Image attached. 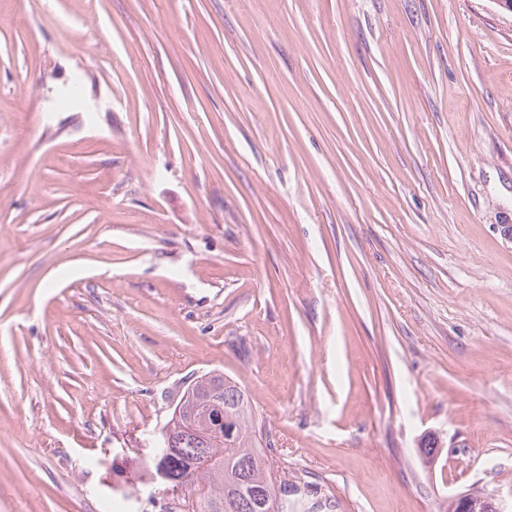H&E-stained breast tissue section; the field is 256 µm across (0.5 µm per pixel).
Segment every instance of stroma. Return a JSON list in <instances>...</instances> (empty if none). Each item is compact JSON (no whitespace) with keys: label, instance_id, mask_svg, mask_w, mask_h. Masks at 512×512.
I'll list each match as a JSON object with an SVG mask.
<instances>
[{"label":"stroma","instance_id":"1","mask_svg":"<svg viewBox=\"0 0 512 512\" xmlns=\"http://www.w3.org/2000/svg\"><path fill=\"white\" fill-rule=\"evenodd\" d=\"M501 224L492 0H0V512H163L211 371L342 512L512 505ZM452 508L457 512H505L495 499L491 496L476 494H461L450 499Z\"/></svg>","mask_w":512,"mask_h":512}]
</instances>
